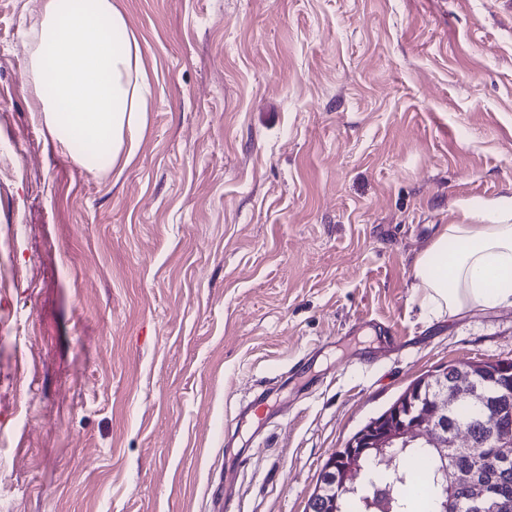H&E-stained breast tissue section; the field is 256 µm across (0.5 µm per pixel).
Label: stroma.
<instances>
[{"mask_svg": "<svg viewBox=\"0 0 512 512\" xmlns=\"http://www.w3.org/2000/svg\"><path fill=\"white\" fill-rule=\"evenodd\" d=\"M113 2L154 95L99 174L0 0V512H304L415 380L512 358V306L431 317L412 274L512 201V0Z\"/></svg>", "mask_w": 512, "mask_h": 512, "instance_id": "stroma-1", "label": "stroma"}]
</instances>
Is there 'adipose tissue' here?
Segmentation results:
<instances>
[{"mask_svg":"<svg viewBox=\"0 0 512 512\" xmlns=\"http://www.w3.org/2000/svg\"><path fill=\"white\" fill-rule=\"evenodd\" d=\"M25 36L29 91L51 138L91 172L130 160L153 86L124 14L112 0H40ZM413 277L434 317L512 306V207L490 223L444 225Z\"/></svg>","mask_w":512,"mask_h":512,"instance_id":"obj_1","label":"adipose tissue"}]
</instances>
